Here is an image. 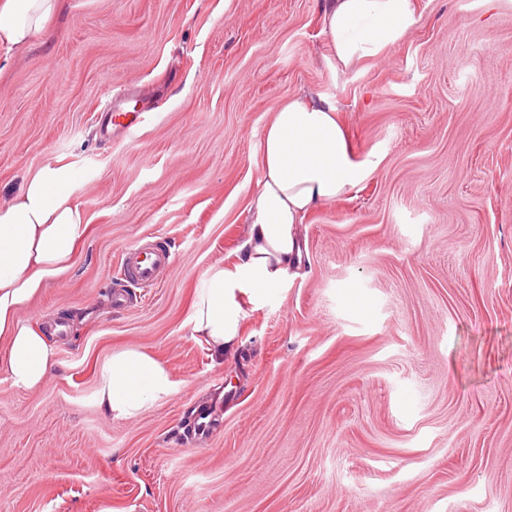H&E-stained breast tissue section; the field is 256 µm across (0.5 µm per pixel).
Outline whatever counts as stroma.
<instances>
[{"label": "stroma", "mask_w": 512, "mask_h": 512, "mask_svg": "<svg viewBox=\"0 0 512 512\" xmlns=\"http://www.w3.org/2000/svg\"><path fill=\"white\" fill-rule=\"evenodd\" d=\"M415 3L350 69L320 0H63L0 47V202L57 161L89 221L24 310L48 380L0 366V512H512V0ZM304 93L378 166L306 217L302 276L245 303L220 357L195 293L236 260L272 109ZM140 244L171 254L157 283L119 274ZM125 348L174 383L128 419L95 401Z\"/></svg>", "instance_id": "stroma-1"}]
</instances>
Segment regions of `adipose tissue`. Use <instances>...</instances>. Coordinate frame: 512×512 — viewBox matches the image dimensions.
Masks as SVG:
<instances>
[{"mask_svg": "<svg viewBox=\"0 0 512 512\" xmlns=\"http://www.w3.org/2000/svg\"><path fill=\"white\" fill-rule=\"evenodd\" d=\"M59 9L60 0H0V46L26 47ZM322 9L332 54L346 68L381 57L418 22L414 0H323ZM261 149L236 261L210 268L189 321L192 335L219 355L239 339L246 316L240 294L259 301L297 276L300 226L308 213L347 195L376 168L352 155L335 104L320 95H298L275 106ZM80 178L71 166L46 164L0 205V340L6 342L0 364L21 390L44 384L54 364L53 348L20 312L43 284L72 265L87 230L75 196ZM172 390L162 363L129 348L101 366L95 399L108 413L131 418Z\"/></svg>", "mask_w": 512, "mask_h": 512, "instance_id": "1", "label": "adipose tissue"}]
</instances>
